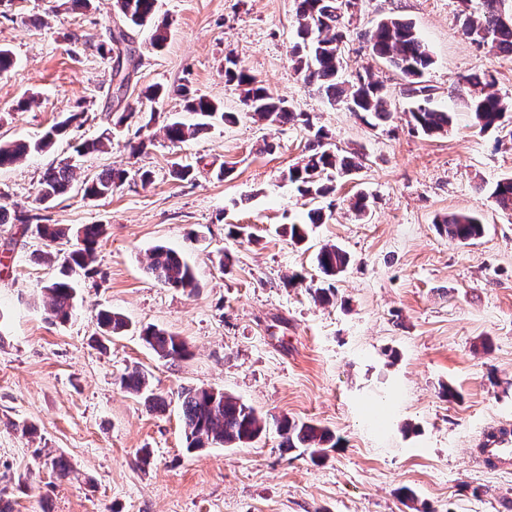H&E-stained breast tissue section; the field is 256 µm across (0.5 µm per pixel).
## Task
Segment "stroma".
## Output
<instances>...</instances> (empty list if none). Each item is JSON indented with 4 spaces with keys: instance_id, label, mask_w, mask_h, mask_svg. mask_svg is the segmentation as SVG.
I'll use <instances>...</instances> for the list:
<instances>
[{
    "instance_id": "35a3bbf8",
    "label": "stroma",
    "mask_w": 512,
    "mask_h": 512,
    "mask_svg": "<svg viewBox=\"0 0 512 512\" xmlns=\"http://www.w3.org/2000/svg\"><path fill=\"white\" fill-rule=\"evenodd\" d=\"M461 9L460 0H358L346 15L345 79L370 73L391 98V120L373 127L296 71L295 0H158L168 23L159 50L151 28L128 29L112 0L88 10L70 0H0V46L14 57L0 76V140H32L66 113L87 115L51 151L0 169V205L35 209L46 169L74 142L113 130L111 148L78 159L77 181L43 212L74 232L105 228L68 322L45 308L42 287L58 268L43 261V241L0 224V499L13 512H512V471L483 470L470 455L512 426V211L491 196L512 178V112L501 128L481 129L467 107L476 89L465 81L489 72L494 91L512 100V56L468 38ZM390 16L409 21L433 58L424 81L433 106L453 115L447 133L412 131L401 75L367 45L366 33ZM119 30L135 50L122 84L102 51ZM229 55L333 144L360 149L363 168L335 178L327 197H302L287 173L307 155L309 129L254 121L225 81ZM181 84L234 121L171 144L164 125L195 115L177 96L155 104L143 93ZM130 106L140 119L113 128ZM144 138L148 148L132 153ZM178 163L192 167L191 178L172 177ZM112 167L125 170L122 184L85 198L81 179ZM360 191L372 199L363 218L350 207ZM315 207L324 223L293 243L290 226L308 224ZM452 213L479 217L482 236L449 241L437 223ZM235 225L242 237H229ZM326 244L351 261L333 282L335 299L321 304L315 255ZM158 245L190 264L195 292L146 276ZM103 308L126 318L124 334L102 335ZM148 325L183 338L190 357H158L140 338ZM135 369L164 410L121 388ZM185 388L319 424L342 445L316 462L283 452L271 429L239 448L187 452ZM57 458L68 476L53 469Z\"/></svg>"
}]
</instances>
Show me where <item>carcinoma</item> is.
Here are the masks:
<instances>
[{
	"label": "carcinoma",
	"mask_w": 512,
	"mask_h": 512,
	"mask_svg": "<svg viewBox=\"0 0 512 512\" xmlns=\"http://www.w3.org/2000/svg\"><path fill=\"white\" fill-rule=\"evenodd\" d=\"M295 3L296 41L292 54L296 69L304 74V80L316 86L317 91L333 104L341 103L365 118L369 116L384 123L389 121V98L382 85L361 74L352 81L342 79L343 19L355 7L356 0H295ZM113 8L130 26L155 27L152 47L160 48L166 43L167 23L156 22L157 0H113ZM462 27L464 33L478 44H489L501 53L512 54V0H481L479 11L464 14ZM366 41L374 57L387 62L402 75L404 94L412 101L408 110L409 124L425 135L448 132L452 122L450 114L431 106V88L423 84L422 77L431 65L432 58L412 24L399 18H387L366 33ZM224 77L226 82L241 87L243 102L250 106L252 116L271 123L299 119L305 127L314 130L306 160L288 171L289 180L297 184L302 196L316 199L329 194L331 187L323 178L328 170L343 175L362 168L361 156L326 148L328 134L323 129H313L307 114L294 112L286 101L273 97L261 81L238 67L235 60L227 59ZM467 82L485 87L468 102L477 123L484 130L500 127L509 106L496 93L489 91L493 82L487 80L484 73L469 76ZM174 93L183 99L185 110L198 115L199 120L190 125L181 121L166 124V138L173 144L192 139L210 129L214 120H235L234 115L220 111L217 104L196 96L186 85L179 86ZM78 118L76 113L63 117L35 140L0 142V168L12 166L35 152L47 150ZM107 142H112L110 127L104 129L96 139L79 143L75 152L84 156L103 148ZM74 169V165L65 161L48 168L40 181L39 203L50 204L64 195L74 179ZM125 176L126 172L121 169H105L83 180L84 196L90 199L107 198L124 181ZM492 197L501 209L511 211L512 178L497 182ZM16 221L22 224L25 232L34 229L37 237L45 241L48 247L61 243L67 236L66 229L44 223V218L36 213L18 217ZM440 230L452 241L468 242L482 236L483 225L475 216L453 214L442 221ZM103 233V225L88 224L83 228L80 243L63 253L59 275L43 286L49 296L48 311L51 317L66 322L74 315L77 295L75 276L81 271H89ZM316 262L326 278L334 279L345 271L350 257L336 245H325L317 253ZM145 271L150 279L166 288L191 291L196 288L192 268L177 252L167 247L153 248ZM97 320L107 335H119L128 327L121 314L108 309L98 311ZM141 336L144 343L161 358L175 361L185 360L191 355L187 342L165 329L147 326L142 329ZM120 385L144 398L145 404L152 410H160L165 405L164 400L149 393L148 379L140 371L123 375ZM179 398L182 401L186 450L190 452L215 446L240 447L266 433L267 420L253 406L222 391L185 388ZM277 433L280 448L286 451L303 448L314 459L322 458L327 449L339 444L331 430L286 417L277 422Z\"/></svg>",
	"instance_id": "1"
}]
</instances>
